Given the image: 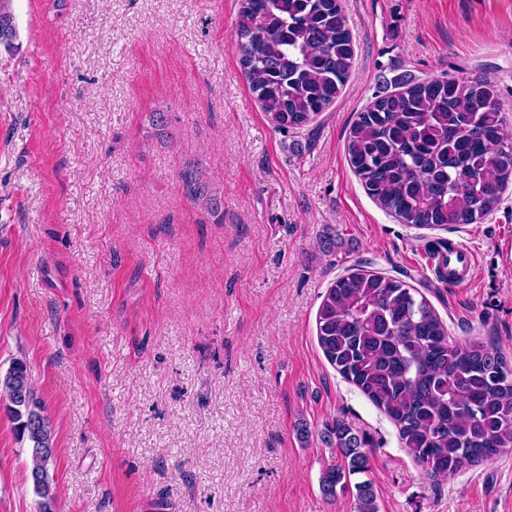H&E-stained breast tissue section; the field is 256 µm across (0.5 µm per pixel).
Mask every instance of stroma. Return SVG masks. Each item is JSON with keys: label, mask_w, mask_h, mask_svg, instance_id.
Wrapping results in <instances>:
<instances>
[{"label": "stroma", "mask_w": 512, "mask_h": 512, "mask_svg": "<svg viewBox=\"0 0 512 512\" xmlns=\"http://www.w3.org/2000/svg\"><path fill=\"white\" fill-rule=\"evenodd\" d=\"M342 2L352 74L309 127L280 131L243 74L237 0H14L0 374L24 361L46 406L55 512H354L363 481L378 512H512V451L429 480L317 340L325 293L361 266L512 361V192L479 223L418 229L347 154L358 112L402 79L486 75L512 128V0ZM189 166L221 211L186 195ZM437 237L473 253L462 284L436 276ZM6 405L0 512H38ZM336 418L368 463L327 499L319 434Z\"/></svg>", "instance_id": "35a3bbf8"}]
</instances>
